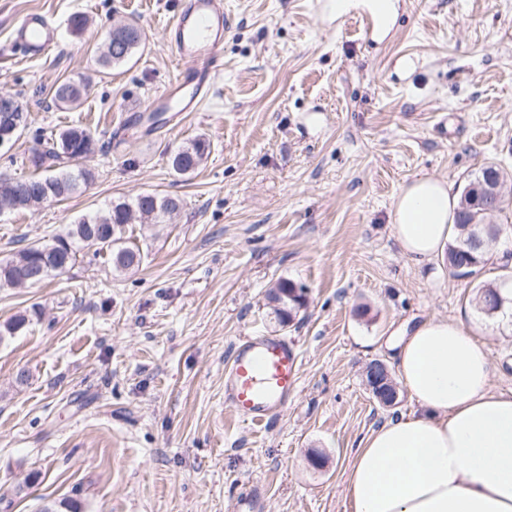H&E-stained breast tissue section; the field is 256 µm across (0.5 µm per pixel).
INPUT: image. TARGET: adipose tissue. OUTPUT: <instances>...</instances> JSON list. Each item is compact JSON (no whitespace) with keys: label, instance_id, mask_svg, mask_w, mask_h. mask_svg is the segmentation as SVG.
<instances>
[{"label":"adipose tissue","instance_id":"1","mask_svg":"<svg viewBox=\"0 0 512 512\" xmlns=\"http://www.w3.org/2000/svg\"><path fill=\"white\" fill-rule=\"evenodd\" d=\"M458 204L432 175L401 188L391 231L409 262L443 257ZM391 347L415 409L361 441L346 512H512V394L493 391L486 343L462 321L432 317Z\"/></svg>","mask_w":512,"mask_h":512}]
</instances>
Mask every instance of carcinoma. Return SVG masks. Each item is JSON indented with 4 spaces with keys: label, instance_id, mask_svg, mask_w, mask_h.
Masks as SVG:
<instances>
[{
    "label": "carcinoma",
    "instance_id": "1",
    "mask_svg": "<svg viewBox=\"0 0 512 512\" xmlns=\"http://www.w3.org/2000/svg\"><path fill=\"white\" fill-rule=\"evenodd\" d=\"M134 36L129 40L127 57L120 58L109 53V46L101 44L98 64L104 69L127 62L141 46V34L135 25H128ZM88 84L83 81H64L53 91V99L70 106L80 102L86 95ZM96 142L90 131L80 125L69 126L50 137L45 148L38 153L34 165L45 171V175L11 178L0 176V209L11 208V199L15 197L19 184H27L34 192L46 196L52 202L68 199L80 188L81 183L90 177L82 162L88 157V145ZM210 144L202 138H195L189 144L182 145L170 155V164L178 175L193 172L209 152ZM500 204L491 212L470 205L468 197L460 195L459 212L456 224L459 232L448 245L446 262L452 268L464 260L461 249L472 234H482L485 244L472 252L474 266L470 272L479 273L487 264V249L496 239L495 231L499 225H490L488 221L501 219L512 210V187L501 179ZM180 208L179 199L156 193H143L132 200L114 201L102 211L85 215L68 225L61 233L52 237L60 243L59 253L50 255L42 251L48 242H34L16 252L7 259L0 260V286L11 288H29L39 285L51 277L66 273L74 266L79 250L97 246L111 250L113 270L124 273L139 268L142 256L139 249L122 244L125 227L135 224L145 213H154L156 223L163 224ZM504 299L498 285L494 282L479 284L475 287L473 304L477 311L492 316L498 302ZM269 301L273 312L282 325L292 322L306 305L304 289L289 280H281L269 292Z\"/></svg>",
    "mask_w": 512,
    "mask_h": 512
}]
</instances>
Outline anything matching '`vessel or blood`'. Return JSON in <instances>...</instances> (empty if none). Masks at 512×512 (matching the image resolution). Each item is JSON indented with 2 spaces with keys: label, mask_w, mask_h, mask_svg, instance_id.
Masks as SVG:
<instances>
[{
  "label": "vessel or blood",
  "mask_w": 512,
  "mask_h": 512,
  "mask_svg": "<svg viewBox=\"0 0 512 512\" xmlns=\"http://www.w3.org/2000/svg\"><path fill=\"white\" fill-rule=\"evenodd\" d=\"M227 19L224 0H180L168 26L177 60L194 61L157 97L159 112H196L207 99L218 74L217 49L224 42ZM15 41L25 55L43 58L58 46V29L40 11L22 16ZM300 381L295 344L284 337L251 336L238 342L224 372V404L232 414L255 426H265L295 397Z\"/></svg>",
  "instance_id": "obj_1"
}]
</instances>
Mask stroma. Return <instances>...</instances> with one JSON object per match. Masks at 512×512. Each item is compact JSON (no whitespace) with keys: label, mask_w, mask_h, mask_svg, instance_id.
I'll list each match as a JSON object with an SVG mask.
<instances>
[{"label":"stroma","mask_w":512,"mask_h":512,"mask_svg":"<svg viewBox=\"0 0 512 512\" xmlns=\"http://www.w3.org/2000/svg\"><path fill=\"white\" fill-rule=\"evenodd\" d=\"M178 0H0V90L27 126L0 150V174H33L44 139L83 125L99 143L92 177L67 200L0 213V259L50 239L112 201L178 197L165 224L131 225L138 270L81 250L64 276L0 287V512H345L359 442L414 411L407 391L382 407L364 382L393 366L387 337L436 317L477 320L474 287L504 272L452 276L401 254L391 207L416 176L463 189L482 165L512 175V0H399L386 37L331 24L314 0H224V68L200 111L146 131L133 118L179 72L165 26ZM47 13L59 46L42 60L11 48L19 18ZM89 24L81 35L72 15ZM140 27L126 63L96 62L101 32ZM88 77L77 107L53 90ZM210 153L180 176L171 153L198 138ZM306 306L280 326L278 280ZM492 388L512 392V333L485 321ZM292 340L300 384L262 429L224 405L233 346ZM26 383H17L18 373Z\"/></svg>","instance_id":"obj_1"}]
</instances>
